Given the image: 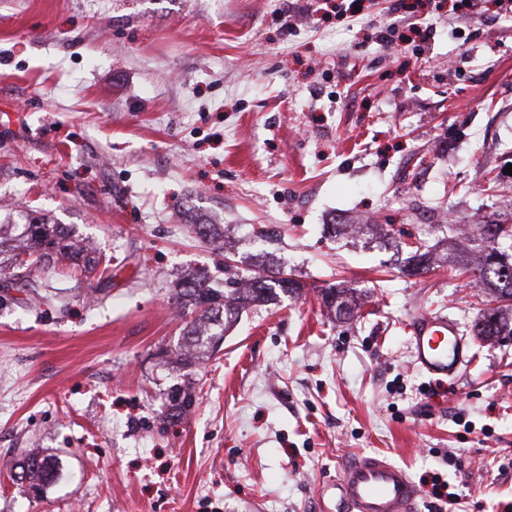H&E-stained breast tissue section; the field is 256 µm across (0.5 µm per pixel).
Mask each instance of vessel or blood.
<instances>
[{
    "label": "vessel or blood",
    "instance_id": "obj_1",
    "mask_svg": "<svg viewBox=\"0 0 512 512\" xmlns=\"http://www.w3.org/2000/svg\"><path fill=\"white\" fill-rule=\"evenodd\" d=\"M408 330L414 363L425 373L453 377L468 365L469 344L447 317L419 311ZM339 490L348 512H416L419 496L402 467L377 456L348 464Z\"/></svg>",
    "mask_w": 512,
    "mask_h": 512
}]
</instances>
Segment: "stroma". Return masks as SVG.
<instances>
[{
	"label": "stroma",
	"instance_id": "1",
	"mask_svg": "<svg viewBox=\"0 0 512 512\" xmlns=\"http://www.w3.org/2000/svg\"><path fill=\"white\" fill-rule=\"evenodd\" d=\"M481 11L0 0V222L36 211L107 266L0 287V512H339L365 455L406 469L419 512H512V335L475 336L471 271L483 225L512 224V11ZM196 224L231 231L230 255ZM414 249L429 271H405ZM227 262L303 290L178 368L173 290ZM418 311L469 337L459 378L414 365ZM187 382L196 404L169 420ZM32 452L55 474L25 493ZM345 291L341 288H335L333 286L328 288H322V298L325 306L328 309L333 308L336 315L351 316L353 315V308L350 300L344 296Z\"/></svg>",
	"mask_w": 512,
	"mask_h": 512
}]
</instances>
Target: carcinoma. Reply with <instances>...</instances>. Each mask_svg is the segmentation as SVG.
<instances>
[{
  "mask_svg": "<svg viewBox=\"0 0 512 512\" xmlns=\"http://www.w3.org/2000/svg\"><path fill=\"white\" fill-rule=\"evenodd\" d=\"M487 233L484 259L478 265L479 282L488 291V307L477 318L475 329L483 339H492L505 329L499 311L500 307H490L496 302L512 301V256L495 246L496 236L492 235V225H484ZM194 232L218 250L224 249V231L214 224H198ZM10 246L11 261L19 270V275L43 272L53 263H81L88 272L94 271L101 262L85 242L73 237L61 224H52L43 218L31 217L25 224H0V249ZM303 285L284 275L274 277L257 274L249 278L227 276L224 289L214 288L210 276L198 271L185 278L175 291L179 308L194 314L184 328L182 343L176 350V359L188 363L203 362L217 351L224 342V319L233 317L238 310L256 303L271 300L276 291L298 293ZM325 306L334 309L337 315L351 316L353 308L344 296V290L333 286L322 289ZM193 382L172 391L169 414L172 417L185 415L193 405ZM53 465L47 457L29 454L25 457L21 472V482L27 489L44 485L51 474Z\"/></svg>",
  "mask_w": 512,
  "mask_h": 512,
  "instance_id": "1",
  "label": "carcinoma"
}]
</instances>
